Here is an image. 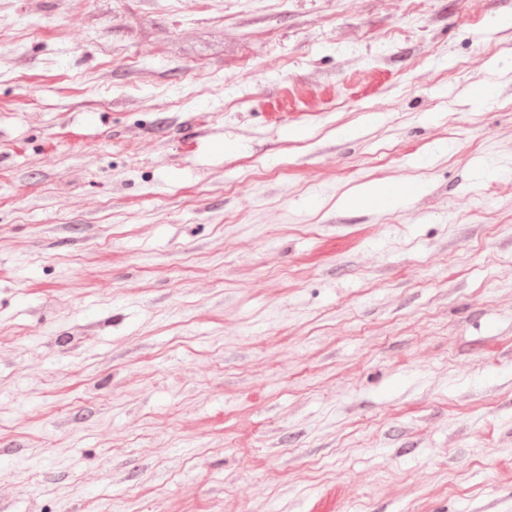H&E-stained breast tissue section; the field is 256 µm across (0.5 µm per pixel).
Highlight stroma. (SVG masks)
Returning a JSON list of instances; mask_svg holds the SVG:
<instances>
[{
  "mask_svg": "<svg viewBox=\"0 0 512 512\" xmlns=\"http://www.w3.org/2000/svg\"><path fill=\"white\" fill-rule=\"evenodd\" d=\"M0 512H512V0H8Z\"/></svg>",
  "mask_w": 512,
  "mask_h": 512,
  "instance_id": "obj_1",
  "label": "stroma"
}]
</instances>
